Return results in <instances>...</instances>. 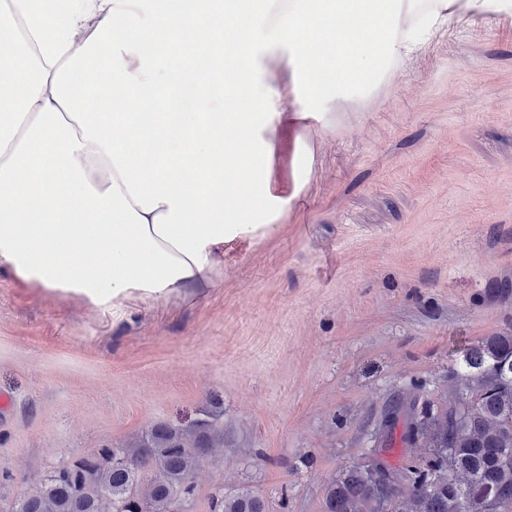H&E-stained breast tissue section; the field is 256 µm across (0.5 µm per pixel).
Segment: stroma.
I'll list each match as a JSON object with an SVG mask.
<instances>
[{
	"label": "stroma",
	"mask_w": 512,
	"mask_h": 512,
	"mask_svg": "<svg viewBox=\"0 0 512 512\" xmlns=\"http://www.w3.org/2000/svg\"><path fill=\"white\" fill-rule=\"evenodd\" d=\"M277 224L189 297L96 307L0 267V512L159 423L223 429L188 512L249 491L324 512L395 403L448 400L462 346L512 335V11L449 8L409 59L284 124Z\"/></svg>",
	"instance_id": "stroma-1"
}]
</instances>
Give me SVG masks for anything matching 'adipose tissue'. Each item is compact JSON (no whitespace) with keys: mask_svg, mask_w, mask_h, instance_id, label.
Masks as SVG:
<instances>
[{"mask_svg":"<svg viewBox=\"0 0 512 512\" xmlns=\"http://www.w3.org/2000/svg\"><path fill=\"white\" fill-rule=\"evenodd\" d=\"M0 0V266L95 306L205 283L227 240L272 224L266 159L288 119L424 43L447 0ZM379 29L356 58L336 25ZM246 32L225 46L227 20ZM131 112H94V82Z\"/></svg>","mask_w":512,"mask_h":512,"instance_id":"obj_1","label":"adipose tissue"}]
</instances>
